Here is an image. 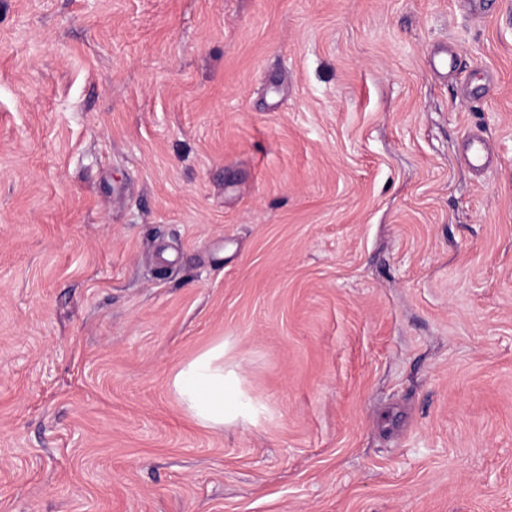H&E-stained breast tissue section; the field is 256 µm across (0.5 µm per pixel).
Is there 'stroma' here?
I'll return each mask as SVG.
<instances>
[{"mask_svg":"<svg viewBox=\"0 0 512 512\" xmlns=\"http://www.w3.org/2000/svg\"><path fill=\"white\" fill-rule=\"evenodd\" d=\"M0 512H512V0H0ZM226 342L221 340L184 364L170 387L186 412L200 425L222 429L224 425L253 422L260 405L236 386V372L224 367Z\"/></svg>","mask_w":512,"mask_h":512,"instance_id":"35a3bbf8","label":"stroma"}]
</instances>
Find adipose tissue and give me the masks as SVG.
I'll return each instance as SVG.
<instances>
[{
  "label": "adipose tissue",
  "mask_w": 512,
  "mask_h": 512,
  "mask_svg": "<svg viewBox=\"0 0 512 512\" xmlns=\"http://www.w3.org/2000/svg\"><path fill=\"white\" fill-rule=\"evenodd\" d=\"M225 342H217L184 364L170 387L186 412L200 425L220 429L254 421L258 403L236 386L235 371L224 365Z\"/></svg>",
  "instance_id": "obj_1"
}]
</instances>
